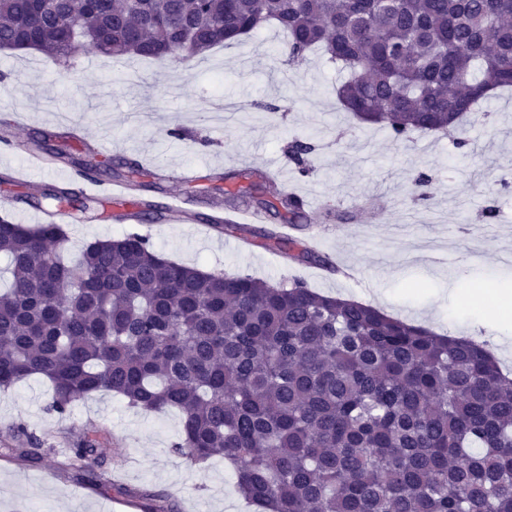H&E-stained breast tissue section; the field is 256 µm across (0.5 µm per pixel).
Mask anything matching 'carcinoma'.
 Listing matches in <instances>:
<instances>
[{
  "mask_svg": "<svg viewBox=\"0 0 512 512\" xmlns=\"http://www.w3.org/2000/svg\"><path fill=\"white\" fill-rule=\"evenodd\" d=\"M273 25L288 61L321 48L347 72L345 111L387 130L451 131L491 92L512 87V0H99L94 10L39 13L0 0V49L51 60L90 49L104 56L203 59ZM316 146L295 138L289 159L314 172ZM133 188L146 177L126 160ZM82 178L108 166L77 162ZM258 204L290 224L303 202L274 185ZM84 210L68 189L35 202ZM60 224L0 216V388L33 375L52 384L63 415L100 391L145 411L176 409L175 452L221 456L258 512H512V375L484 343L436 334L301 280L271 284L174 262L135 232L87 242L68 260ZM261 246L329 262L274 232ZM102 436L71 443L63 470L112 485ZM5 456L37 462L46 441L22 425ZM117 493L141 512H176L151 490Z\"/></svg>",
  "mask_w": 512,
  "mask_h": 512,
  "instance_id": "cac0c4a2",
  "label": "carcinoma"
}]
</instances>
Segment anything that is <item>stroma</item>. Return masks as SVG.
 Listing matches in <instances>:
<instances>
[{"mask_svg":"<svg viewBox=\"0 0 512 512\" xmlns=\"http://www.w3.org/2000/svg\"><path fill=\"white\" fill-rule=\"evenodd\" d=\"M283 34L268 27L244 42L211 50L198 63L117 60L80 52L53 61L38 53L0 51V118L23 110L26 139L50 134L62 162L15 195L14 221L29 223L30 197L55 185L88 192L72 165L85 144L109 157L138 159L162 176L157 188L130 193L133 202L166 203L177 191L176 176L193 170L200 177L227 169L245 170L262 183L274 168L307 204L306 219L292 230L305 240L318 233L321 256L334 268L292 260L262 247L240 252L225 243L226 233L206 221L224 195L196 187L188 204L196 227L166 222L107 224L91 218L68 225V252L84 242L129 232L146 237L176 262L214 274L245 273L270 283L298 278L325 295L346 294L444 334L487 342L503 368L512 370V319L482 313L462 297L484 280L512 289V92L503 90L481 104L477 120L462 128L467 152L452 138L413 134L402 144L388 131L358 125L336 96L344 78L321 52L288 63ZM259 101L277 111L256 109ZM86 130L72 140L69 122ZM297 137L316 146L315 171L299 175L287 145ZM426 173L427 199L414 186ZM497 216L489 220L487 209ZM51 385L33 376L0 391V432L21 424L52 437L51 448L35 464L0 458V512H138L121 495L91 490L62 474L59 463L83 429L99 428L108 439L101 452L120 468L126 487L164 492L178 512H256L236 491L233 470L223 459L197 464L174 452L181 431L177 410L145 413L109 392L74 403L63 415L48 411Z\"/></svg>","mask_w":512,"mask_h":512,"instance_id":"35a3bbf8","label":"stroma"}]
</instances>
